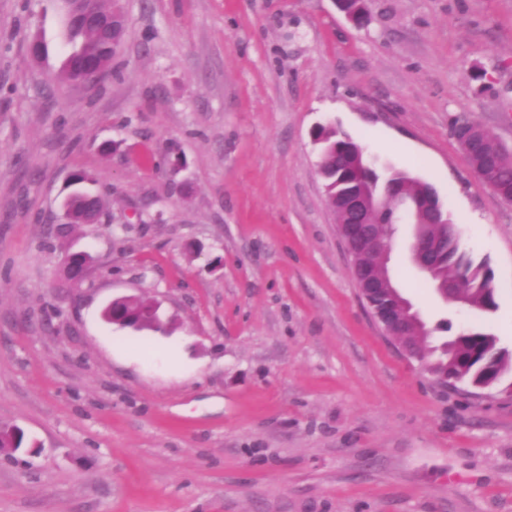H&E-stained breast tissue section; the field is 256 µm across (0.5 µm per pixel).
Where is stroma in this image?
Wrapping results in <instances>:
<instances>
[{"instance_id":"35a3bbf8","label":"stroma","mask_w":512,"mask_h":512,"mask_svg":"<svg viewBox=\"0 0 512 512\" xmlns=\"http://www.w3.org/2000/svg\"><path fill=\"white\" fill-rule=\"evenodd\" d=\"M110 78L57 75L58 0H0V512H512V374L442 387L377 326L317 173L331 121L434 186L498 307L391 266L429 325L512 352V204L451 134L512 152V0H124ZM40 39L45 53L32 59ZM101 223L51 237L70 176ZM96 259L68 288L66 253ZM166 332L106 323L112 299Z\"/></svg>"}]
</instances>
